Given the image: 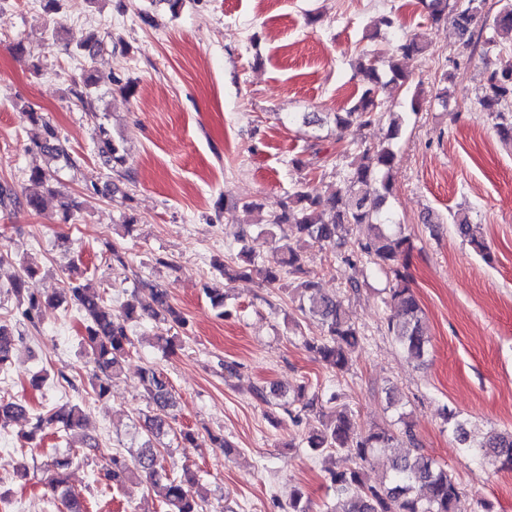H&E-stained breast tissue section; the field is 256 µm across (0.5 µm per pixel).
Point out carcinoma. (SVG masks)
<instances>
[{"label":"carcinoma","instance_id":"carcinoma-1","mask_svg":"<svg viewBox=\"0 0 512 512\" xmlns=\"http://www.w3.org/2000/svg\"><path fill=\"white\" fill-rule=\"evenodd\" d=\"M418 4L427 13L431 24H452L462 40V47H483L482 76L486 94L481 108L492 119L499 138L512 142V113L506 111L512 107V58L504 60L492 55L497 37L512 35V3H504L491 19L483 14L482 0H418ZM427 47V41L419 35L395 37L387 60L389 78L386 80L382 78L375 58L361 56L354 65L360 77L358 97L349 108L334 115L336 126L355 125L367 129L380 124L384 118L381 92L388 89L397 93L406 88L409 75L403 61L424 53ZM94 84L95 79L89 73L82 83L71 88L72 96L91 114L94 113V104L89 88ZM23 119L42 128V136L33 143V148L51 160H62L71 167L75 166L66 141L42 113L27 110L23 112ZM405 121L404 113L391 112L382 140L374 143L362 140L356 144L351 160L339 178L336 192L323 195L302 183L288 195L279 211L264 219L265 225L277 227L282 232L276 241L275 256L257 257L243 246L239 252L241 264L233 268L221 262L215 264L230 282L255 278L265 288L275 287L286 274L300 275L290 289L291 301L302 316L316 321L320 327L319 335L304 338V345L338 376L349 371L362 337L350 322L342 302L324 294L318 281L304 271L300 243L334 246L351 226L365 227L366 235L355 239L353 249L344 260L365 259L380 270L395 273L396 282L389 288L386 300L388 335L410 359L423 362L429 354L430 338L422 308L413 288L398 270V267L408 264L409 238L402 234L400 225L393 221L391 212L385 208L392 193L391 172L397 162L392 141L399 135ZM94 131L104 163L114 168L123 164V149L113 139L105 123H97ZM27 181L60 197L63 218H70L78 208L75 200L60 189L61 182L53 172L35 168L27 174ZM16 203L37 214L44 210L42 193L32 191L19 196L12 188L0 185V206L6 208ZM449 220L475 254L485 260L490 259L485 240L473 233L468 212H453ZM36 273V268L26 267V276L12 281L7 293L14 296L23 318L31 324L45 302L60 304L69 301L77 307L85 320L81 345L89 349L95 360V368L87 379V393L98 398L107 395L109 381L121 371L129 356L133 345L130 323L147 316L161 322L163 328L157 334V343L165 354L173 350L175 344V337L170 335L171 329L176 326L187 331L186 319L169 303L167 295L156 288L151 289L153 304L143 301L134 289L119 310L114 311L106 304L97 286L79 275L68 277L67 288L59 295L43 298L31 294L26 288L25 277ZM204 293L219 316L230 315V311L225 309L227 292L224 289L206 287ZM20 338L22 333L16 326L0 321L1 370L12 364L15 342ZM140 382L144 397L152 406V414L144 420L147 439L128 449L126 456L112 454L104 476L114 485L133 478L147 481L163 499L168 512H204V496L194 489L195 475L186 470L179 478L170 476L152 442V439L167 434L176 421L169 381L156 368L148 367L141 373ZM296 397L301 402L298 408H292L286 400L281 403V408L292 421H300L301 415L308 412L317 414V425L310 428L305 437L307 450L317 455L334 452L351 462L346 468L328 470V479L335 488L336 496L324 505L322 512H489L481 500L473 507L465 504L448 468L436 463L419 447L405 413L398 414L397 419L386 426L363 431L356 427L352 412L339 404L338 393H331L328 399L330 407L326 411L319 405L316 394H308L305 385L297 388ZM27 412L23 401L0 396V428L11 425ZM84 420L80 405L65 403L33 414L30 427L21 433V438L30 443L47 431H74L83 426ZM446 421L452 423L453 433L464 451L480 457L492 456L500 468L512 470L511 431L492 429L481 440L472 441L465 423L458 419L456 413H447ZM405 442L409 448L394 454L388 475L377 482L370 481L368 468L376 451L399 448ZM76 461L75 453L57 454L43 470L44 484L61 503L64 512H87L85 499L69 486L67 480L68 470ZM282 509L286 512H313L310 502L303 500L298 489L291 491L288 503Z\"/></svg>","mask_w":512,"mask_h":512}]
</instances>
